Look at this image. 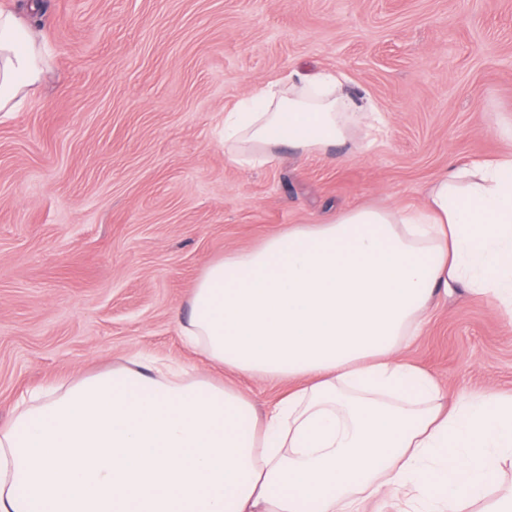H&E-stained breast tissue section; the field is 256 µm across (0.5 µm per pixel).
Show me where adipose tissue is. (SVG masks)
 I'll list each match as a JSON object with an SVG mask.
<instances>
[{"label":"adipose tissue","instance_id":"obj_1","mask_svg":"<svg viewBox=\"0 0 512 512\" xmlns=\"http://www.w3.org/2000/svg\"><path fill=\"white\" fill-rule=\"evenodd\" d=\"M41 8L0 9V112L42 79ZM368 109L329 72L268 83L225 112L224 157L324 152ZM463 281L512 314L511 156L437 177L420 208L291 224L209 264L182 336L288 393L259 413L241 389L139 363L21 401L0 425V512H469L512 458V398L448 400L401 357Z\"/></svg>","mask_w":512,"mask_h":512}]
</instances>
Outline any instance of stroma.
<instances>
[{
    "label": "stroma",
    "instance_id": "obj_1",
    "mask_svg": "<svg viewBox=\"0 0 512 512\" xmlns=\"http://www.w3.org/2000/svg\"><path fill=\"white\" fill-rule=\"evenodd\" d=\"M52 62L0 112V424L18 398L146 357L246 391L177 316L205 267L291 224L421 205L456 163L512 153V0H43ZM340 72L382 112L365 155L224 158V112L295 71ZM449 399L512 395V321L465 285L403 351Z\"/></svg>",
    "mask_w": 512,
    "mask_h": 512
}]
</instances>
